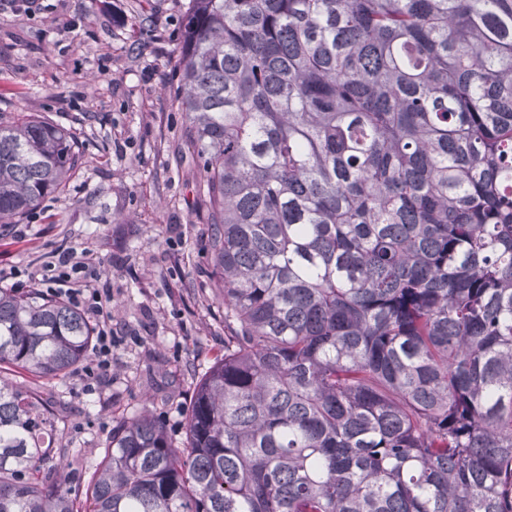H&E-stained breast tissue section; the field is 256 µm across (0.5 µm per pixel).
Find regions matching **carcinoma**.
I'll return each instance as SVG.
<instances>
[{
	"instance_id": "1",
	"label": "carcinoma",
	"mask_w": 512,
	"mask_h": 512,
	"mask_svg": "<svg viewBox=\"0 0 512 512\" xmlns=\"http://www.w3.org/2000/svg\"><path fill=\"white\" fill-rule=\"evenodd\" d=\"M178 51L224 355L74 469L16 374L93 329L0 288V512H512V0H189ZM78 160L0 124V224Z\"/></svg>"
}]
</instances>
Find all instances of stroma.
I'll use <instances>...</instances> for the list:
<instances>
[{"label":"stroma","instance_id":"obj_1","mask_svg":"<svg viewBox=\"0 0 512 512\" xmlns=\"http://www.w3.org/2000/svg\"><path fill=\"white\" fill-rule=\"evenodd\" d=\"M188 3L44 0L25 15L0 0V122L42 116L80 155L60 192L0 224V274L33 270L63 243L88 251L112 284L110 377L89 390L75 372L50 388L67 407L60 455L91 466L113 423L144 411L181 441L194 386L224 352L209 203L177 103Z\"/></svg>","mask_w":512,"mask_h":512}]
</instances>
